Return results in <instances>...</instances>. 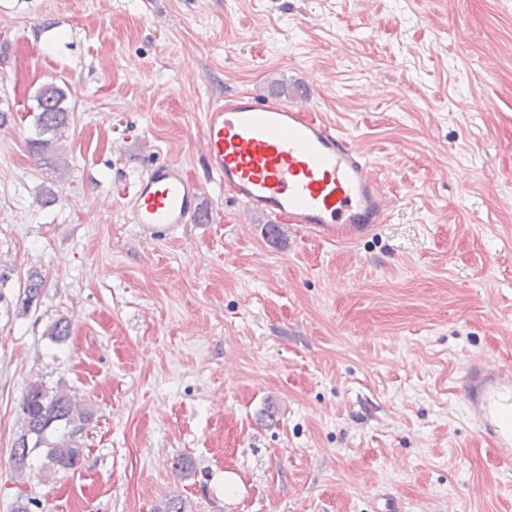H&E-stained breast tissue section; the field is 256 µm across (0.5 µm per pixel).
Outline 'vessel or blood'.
Segmentation results:
<instances>
[{
    "label": "vessel or blood",
    "mask_w": 512,
    "mask_h": 512,
    "mask_svg": "<svg viewBox=\"0 0 512 512\" xmlns=\"http://www.w3.org/2000/svg\"><path fill=\"white\" fill-rule=\"evenodd\" d=\"M207 171L230 199L272 223L356 239L383 223L391 205L375 166L330 123L313 117L310 98L249 92L214 100L201 127ZM203 186L181 163L154 165L126 197L130 223L157 233L191 223ZM468 416L503 462L512 463V367L478 355L458 387Z\"/></svg>",
    "instance_id": "vessel-or-blood-1"
}]
</instances>
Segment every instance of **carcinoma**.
Segmentation results:
<instances>
[{
  "instance_id": "obj_1",
  "label": "carcinoma",
  "mask_w": 512,
  "mask_h": 512,
  "mask_svg": "<svg viewBox=\"0 0 512 512\" xmlns=\"http://www.w3.org/2000/svg\"><path fill=\"white\" fill-rule=\"evenodd\" d=\"M66 91L55 83L42 86L37 95L36 137L28 141L30 151L58 175L64 176L63 141L74 121V113L63 106ZM42 277L33 272L24 287L23 309H29L39 298ZM94 416L90 408L77 404L62 385L49 388L39 380L28 386L21 403V425L10 454L16 472L31 467V456L45 449V467L54 471L78 468L84 457L80 435Z\"/></svg>"
}]
</instances>
